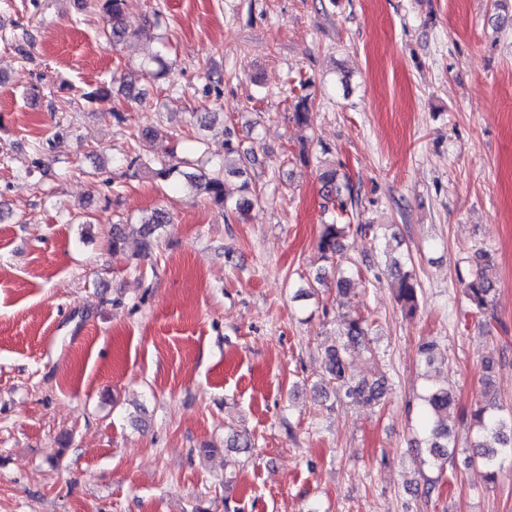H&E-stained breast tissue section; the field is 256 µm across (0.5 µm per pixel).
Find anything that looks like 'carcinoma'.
<instances>
[{
    "label": "carcinoma",
    "instance_id": "cac0c4a2",
    "mask_svg": "<svg viewBox=\"0 0 512 512\" xmlns=\"http://www.w3.org/2000/svg\"><path fill=\"white\" fill-rule=\"evenodd\" d=\"M124 0H78V10L82 15L94 14L103 22V37L105 41L117 46L123 43L132 32L123 18ZM508 0H495L494 10L489 22L497 31L512 25V12L508 11ZM166 42L157 38L156 48L149 54L147 65L157 66V70H147L154 78L168 74L169 68L165 61L164 50ZM82 98L88 103L104 102L112 98V90L97 86L83 90ZM309 96L300 95L294 98L293 118L301 126L308 123ZM329 150L321 148L317 154L310 149L309 140H304L298 151V160L309 166L316 164L319 169L321 192L329 201L337 203V208L346 210L348 199L353 197V185L350 177L336 165L326 159ZM126 171L136 176L141 170L150 172L154 179L164 184H175L185 179L196 191V195L220 210L221 214L228 212L243 213L253 202L258 200L256 189L247 179L246 168H238L235 174L244 178L241 190L246 195L234 201L228 195L224 184V169L220 168L211 173L201 171L191 172L199 160L179 158L174 152L168 151L162 156L150 157L134 149L125 159ZM171 223L168 212L158 208L144 219L140 232L150 237L153 232ZM351 225L341 224L338 217L332 216L322 224L318 248L326 259L336 256L343 248V241L349 234ZM472 263L477 267L476 273L468 280L461 281L463 293L468 301L469 311L474 315H486L493 308L496 293V281L489 274L492 267L489 252L479 248L474 251ZM390 274L393 278V289L400 307L406 313L414 314L420 306L421 289L415 275L403 270L399 260H392ZM368 336L367 320L348 313L341 314L336 319L335 343L325 349V369L327 378L320 386L321 392L332 390L335 396L345 398L353 403L380 404L387 393V379L380 376L375 379H356L350 374L352 353L361 347H366ZM494 361L483 363L482 399L476 401L469 412L461 413V418L469 420V449L467 461L479 466L484 471L487 482L495 484L502 476V461L512 458V411L504 412L497 394L492 388L491 373ZM420 406L418 422L422 434L418 447L423 461H428L439 468L443 467L452 454L448 453L453 432L448 419L458 413L456 396L448 377L427 386L419 396Z\"/></svg>",
    "mask_w": 512,
    "mask_h": 512
}]
</instances>
